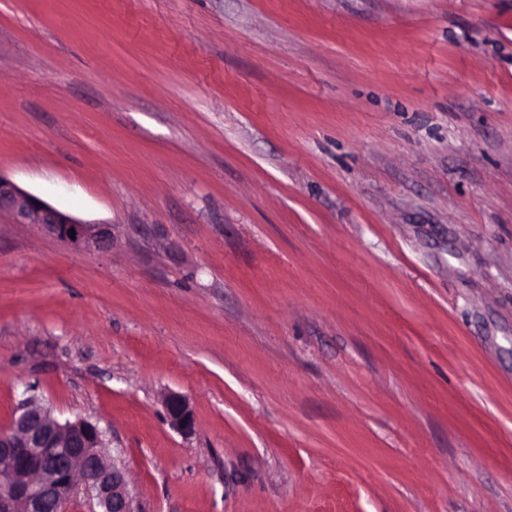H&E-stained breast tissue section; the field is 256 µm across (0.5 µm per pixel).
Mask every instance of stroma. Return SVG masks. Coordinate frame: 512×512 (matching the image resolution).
I'll return each instance as SVG.
<instances>
[{
  "mask_svg": "<svg viewBox=\"0 0 512 512\" xmlns=\"http://www.w3.org/2000/svg\"><path fill=\"white\" fill-rule=\"evenodd\" d=\"M0 175L113 232L0 217V427L140 512H512V0H0ZM166 411L172 427L181 432L192 429L194 419L184 396L176 392L169 393L166 398ZM104 447L92 423L61 422L37 399H23L0 430V512H67L79 487L91 512H138L123 467Z\"/></svg>",
  "mask_w": 512,
  "mask_h": 512,
  "instance_id": "obj_1",
  "label": "stroma"
}]
</instances>
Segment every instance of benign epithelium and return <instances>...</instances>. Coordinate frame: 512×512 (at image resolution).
Listing matches in <instances>:
<instances>
[{"instance_id":"1","label":"benign epithelium","mask_w":512,"mask_h":512,"mask_svg":"<svg viewBox=\"0 0 512 512\" xmlns=\"http://www.w3.org/2000/svg\"><path fill=\"white\" fill-rule=\"evenodd\" d=\"M3 212L13 223L37 224L75 248L104 251L112 246V225L82 222L0 175ZM166 411L172 427L192 429L184 396L169 393ZM103 448L97 426L84 419L61 422L37 399H23L0 430V512H67L80 488L91 512H138L123 467Z\"/></svg>"}]
</instances>
